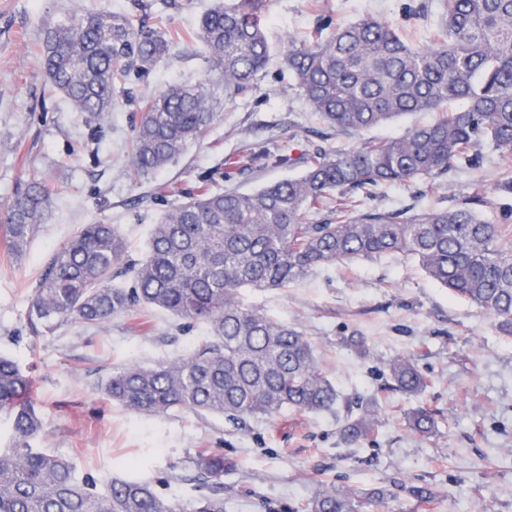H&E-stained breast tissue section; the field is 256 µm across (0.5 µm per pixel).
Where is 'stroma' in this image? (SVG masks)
<instances>
[{
	"mask_svg": "<svg viewBox=\"0 0 512 512\" xmlns=\"http://www.w3.org/2000/svg\"><path fill=\"white\" fill-rule=\"evenodd\" d=\"M418 0H264L265 34L272 60L260 84L263 97L221 109L203 138L161 172L130 177L127 155L139 99L167 86L198 80L206 70L201 43L177 45L134 86L135 100L105 118L68 108L52 91L41 47L47 25L72 12L139 14L132 0H0V209L18 180L38 179L53 201L25 259L0 247V354L30 375V396L45 426L40 447L71 461L79 476L120 475L151 481L174 498H196L191 461L218 451L235 466L224 474V512H296L320 486L357 485L380 490L377 512H512V336L465 300L431 282L411 262L391 257L317 270L306 280L264 291L241 289L240 301L294 325L312 340L342 402L320 413L288 411L276 420L238 427L224 416L175 411L139 415L98 389L125 365H154L188 352L202 326L179 327L169 315L141 309L99 327L69 324L32 336L26 312L30 283L43 259L84 224L114 225L128 255L140 257L149 232L166 210L185 202L200 174L219 167L226 154L278 135L301 153L327 144L348 149L360 142L405 134L431 113L396 118L381 127L332 133L293 87L281 62L292 39H312L322 18L347 23L364 16L396 28L414 46L436 31L438 4L411 14ZM300 167L246 170L218 181L242 192L298 176ZM512 177V155L492 154L477 169L446 176L429 195L390 185L357 205L369 209L431 213L484 195L487 220L512 211V194L499 192ZM148 328L135 331L140 321ZM360 336L367 356L345 339ZM411 357L430 380L420 395L384 389L382 373L397 357ZM378 402V430L370 440L344 443L339 423L347 402ZM431 410L434 434L412 430L411 409ZM432 489L435 500L412 498L409 487Z\"/></svg>",
	"mask_w": 512,
	"mask_h": 512,
	"instance_id": "35a3bbf8",
	"label": "stroma"
}]
</instances>
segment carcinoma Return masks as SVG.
Listing matches in <instances>:
<instances>
[{
  "label": "carcinoma",
  "mask_w": 512,
  "mask_h": 512,
  "mask_svg": "<svg viewBox=\"0 0 512 512\" xmlns=\"http://www.w3.org/2000/svg\"><path fill=\"white\" fill-rule=\"evenodd\" d=\"M263 0H225L188 35L207 52L205 78L172 85L140 106L128 168L148 177L175 162L218 116L220 103L264 95L260 76L270 63L261 19ZM313 41L288 42L282 62L296 89L330 127L354 132L394 118L430 112L427 123L400 137L350 149L316 146L297 156L276 136L224 158V169L199 177L188 201L154 225L146 252L126 258L112 224H85L43 265L31 285L27 326L35 336L67 324L101 326L136 307L161 309L207 334L187 354L161 366L130 365L103 385L111 400L144 415L171 410L221 414L243 425L286 410L321 412L338 404L305 333L275 322L237 300L242 288H286L311 271L382 256L417 262L428 278L477 306L512 336V216L485 219L474 195L428 214L369 211L348 215V199L391 184L425 196L448 172L483 165L482 149L512 154V0H442L438 33L408 46L395 29L363 17L325 23ZM173 37L143 18L88 10L50 28L42 55L51 86L73 110L102 117L132 99V86L170 59ZM303 173L252 192L215 190L216 178L267 167ZM338 192L343 202L327 208ZM47 184L22 179L6 205L0 237L22 257L48 211ZM322 215L310 224L307 214ZM430 380L407 357L388 365L385 385L409 396ZM31 378L0 356V415L11 443L0 448V512H224L222 454L201 453L193 467L202 493L183 502L147 481L76 477L73 464L34 446L43 433ZM422 434L433 413L407 414ZM376 409L347 406L342 435L355 445L373 435ZM381 492L324 488L301 512H370Z\"/></svg>",
  "instance_id": "cac0c4a2"
}]
</instances>
